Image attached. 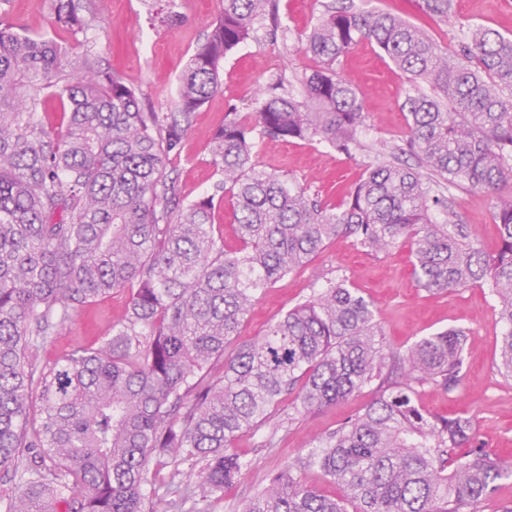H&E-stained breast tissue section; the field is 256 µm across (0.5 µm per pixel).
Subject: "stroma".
I'll return each instance as SVG.
<instances>
[{"instance_id":"1","label":"stroma","mask_w":512,"mask_h":512,"mask_svg":"<svg viewBox=\"0 0 512 512\" xmlns=\"http://www.w3.org/2000/svg\"><path fill=\"white\" fill-rule=\"evenodd\" d=\"M328 0H275L278 26L258 22L253 38L240 44L224 60L222 84L197 110L175 159L179 188L185 198L212 192L218 179L210 162L208 144L228 112L248 116L257 107L258 93L271 83L284 82L299 93L296 80L312 61L303 51L305 36L323 13ZM355 9L388 12L422 28L441 51L458 49L462 30L483 26L512 37V0H452L448 18L427 15L421 0H352ZM161 0H108L106 13L86 34L105 64L125 84L149 101L155 111L175 110L178 78L189 55L203 41L218 15L220 0H175V21L160 22ZM0 17L31 37L70 42L69 33L54 23L53 0H0ZM338 76L352 82L364 99L365 121L360 129L362 151L347 156L316 141L286 143L267 138L253 155L257 169L275 172L306 188L328 204L339 203L345 190L361 178L379 151L402 144L406 114L401 105L410 82L397 71L376 44L364 42L335 64ZM448 207L454 223L465 225L472 242L486 251L498 244L494 202L483 190L466 185L449 188ZM343 275L358 293L371 301L384 343L393 350L447 328L464 329L468 336L467 368L460 388L446 394L432 387L420 389L419 405L428 413L443 415L464 411L476 419L477 443L512 463V377L496 368L500 329L488 290L464 288L432 295L420 288L413 275L409 245L371 256L358 249L351 237L341 235L327 243L308 266L268 288L246 315L239 341L261 336L267 327L301 299L318 289L325 279ZM129 303V293L113 290L102 300L75 312L59 327L41 352L50 363L76 344H89L110 332ZM366 388L314 415L297 413L295 396L273 411L271 424L279 425L278 445L260 447L261 435L245 430L236 437L235 452L251 467L224 492V500L209 512H237L243 500L261 491L270 474L286 471L296 458L306 455L315 441L361 412L373 399Z\"/></svg>"}]
</instances>
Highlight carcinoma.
I'll list each match as a JSON object with an SVG mask.
<instances>
[{"label":"carcinoma","instance_id":"carcinoma-1","mask_svg":"<svg viewBox=\"0 0 512 512\" xmlns=\"http://www.w3.org/2000/svg\"><path fill=\"white\" fill-rule=\"evenodd\" d=\"M271 0H221L205 40L179 76L173 112H148L139 94L82 44L21 33L0 18V493L3 512H167L145 492L148 463L179 498L208 505L250 468L233 441L266 423L294 393L314 414L370 387L375 398L272 476L240 512H478L512 478V465L475 445L466 414L433 416L418 388L451 394L466 371L465 331L425 336L384 352L373 305L342 276L328 278L264 336L237 342L264 289L288 278L338 236L383 254L415 246L421 288L447 294L479 286L502 324L498 371L512 376V39L483 27L441 51L421 29L380 11L326 6L306 37L317 61L297 99L276 82L245 119L225 115L209 145L222 175L188 200L171 177L193 113L218 88L224 58L269 15ZM450 0H422L448 17ZM58 28L75 37L98 19L88 0H54ZM375 43L409 81L407 138L367 165L338 204L256 169L258 141L318 139L351 155L361 143L363 97L334 65ZM65 123L45 130L44 98ZM409 152L424 171L400 161ZM462 183L495 199V252L452 224L441 186ZM236 200L229 246L216 203ZM124 288L130 302L112 333L78 344L53 364L47 340L80 307ZM28 450L29 460L19 457ZM182 463L197 481L175 482ZM320 468L340 487L327 497L298 469Z\"/></svg>","mask_w":512,"mask_h":512}]
</instances>
